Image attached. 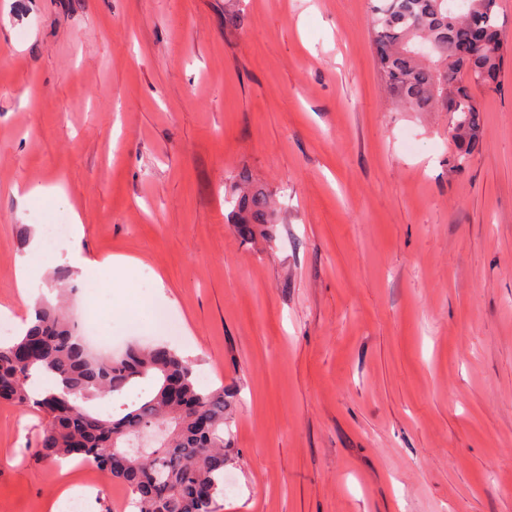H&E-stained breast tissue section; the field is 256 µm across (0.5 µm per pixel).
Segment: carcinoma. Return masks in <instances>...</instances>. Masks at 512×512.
Here are the masks:
<instances>
[{"mask_svg": "<svg viewBox=\"0 0 512 512\" xmlns=\"http://www.w3.org/2000/svg\"><path fill=\"white\" fill-rule=\"evenodd\" d=\"M463 2L468 11L458 14L449 11V0H371L369 19L380 73L398 104L413 112H446V99L455 100L452 171L483 147L474 90H498L512 53L500 0ZM269 221L267 195L244 191L237 216L242 232L250 235L251 225ZM35 372L55 381L38 397L30 389ZM105 399L115 412H101ZM0 401L32 405L43 415L34 456L93 462L130 490L137 512H216L224 495V386H201L193 364L166 345L94 353L65 311L43 301L30 326L0 344ZM163 427L165 441L149 452L129 444Z\"/></svg>", "mask_w": 512, "mask_h": 512, "instance_id": "carcinoma-1", "label": "carcinoma"}]
</instances>
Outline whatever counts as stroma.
Masks as SVG:
<instances>
[{"label": "stroma", "instance_id": "obj_1", "mask_svg": "<svg viewBox=\"0 0 512 512\" xmlns=\"http://www.w3.org/2000/svg\"><path fill=\"white\" fill-rule=\"evenodd\" d=\"M370 0H0V307L164 342L231 397L217 512H512V63L459 172L384 89ZM238 19L225 25V16ZM275 223L242 236L240 173ZM81 226L26 292L18 261ZM31 234L19 235L20 225ZM136 259L114 279L109 257ZM35 410L0 401V512H51Z\"/></svg>", "mask_w": 512, "mask_h": 512}]
</instances>
